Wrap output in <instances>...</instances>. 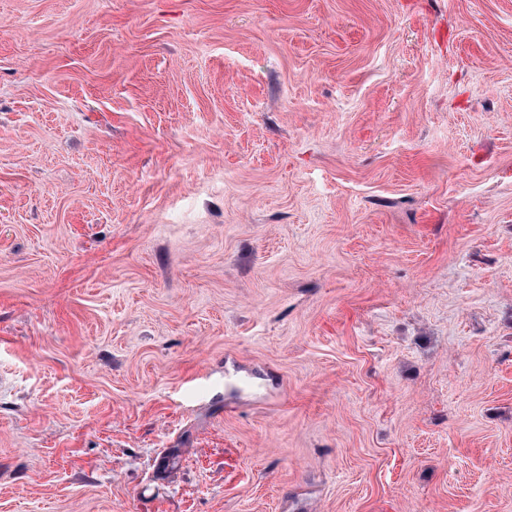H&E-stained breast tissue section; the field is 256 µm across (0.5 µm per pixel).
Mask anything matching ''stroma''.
I'll return each instance as SVG.
<instances>
[{
	"instance_id": "1",
	"label": "stroma",
	"mask_w": 512,
	"mask_h": 512,
	"mask_svg": "<svg viewBox=\"0 0 512 512\" xmlns=\"http://www.w3.org/2000/svg\"><path fill=\"white\" fill-rule=\"evenodd\" d=\"M0 512H512V0H0Z\"/></svg>"
}]
</instances>
